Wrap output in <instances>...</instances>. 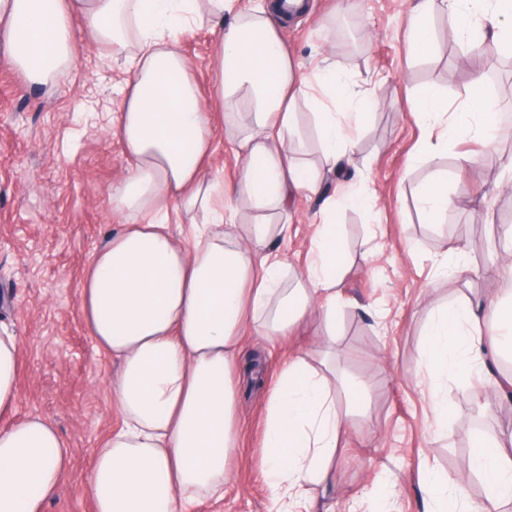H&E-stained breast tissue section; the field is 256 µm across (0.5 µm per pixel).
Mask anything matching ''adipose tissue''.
<instances>
[{
	"mask_svg": "<svg viewBox=\"0 0 512 512\" xmlns=\"http://www.w3.org/2000/svg\"><path fill=\"white\" fill-rule=\"evenodd\" d=\"M460 38L479 37L512 48V0H443ZM223 17L227 0H0L10 57L29 82L52 91L57 74L74 61L73 14L85 20L89 40L108 46L135 35L133 78L110 131L131 161L112 187V209L126 224L91 254L80 282V310L98 349L117 361L110 400L121 426L97 448L87 477L95 512H192L203 498L220 499L231 478L228 460L238 446L235 421L237 361L248 330L266 339L287 335L304 318L336 335V287L343 264L341 202L323 191L324 173L349 164L354 133L366 116L335 59L310 78L300 76L267 9L237 12L220 28L215 70L219 99L203 104L177 48L180 30L201 8ZM312 104L321 163L303 162L293 136L298 103ZM244 107L247 123L228 139L242 161L223 187L203 172L214 143L212 109ZM412 110L441 125L424 148L434 157L468 137L493 146L499 123L482 78L472 82L463 121L444 124L437 90L418 88ZM319 199L311 261L291 282L274 239L288 238L295 195ZM237 203L224 205V195ZM255 219L241 222L239 204ZM190 221L170 222L171 206ZM436 306L425 332L423 365L436 377L481 371L497 354L500 326L512 327V302ZM17 336L0 332V414L13 412L20 372ZM300 354L284 357L268 396L264 422L270 512H309L305 484L333 483L340 437L351 428L339 393ZM467 473L430 475L425 492L437 512H457L471 476L484 481L483 498L469 512H498L512 501V466H504L499 439L474 435ZM67 442L55 426L29 416L0 428V512H45L65 485Z\"/></svg>",
	"mask_w": 512,
	"mask_h": 512,
	"instance_id": "ef3b65f1",
	"label": "adipose tissue"
}]
</instances>
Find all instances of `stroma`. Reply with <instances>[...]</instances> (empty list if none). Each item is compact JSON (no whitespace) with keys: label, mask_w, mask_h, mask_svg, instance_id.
<instances>
[{"label":"stroma","mask_w":512,"mask_h":512,"mask_svg":"<svg viewBox=\"0 0 512 512\" xmlns=\"http://www.w3.org/2000/svg\"><path fill=\"white\" fill-rule=\"evenodd\" d=\"M306 13L280 23L284 44L311 74L332 50L342 71L367 100L369 116L359 130L353 164L327 177L328 194L367 189L371 210L342 208L346 265L337 288L341 320L334 341L320 338L318 320L300 322L276 346L248 337L238 373L240 446L229 461L233 476L222 501L202 500L194 512H269L263 472L266 379L284 353L294 351L326 375L358 383L363 402L336 455L332 491L310 488L316 500L338 512H367L361 493L377 488L383 512H427L422 490L427 470L457 473L469 464L473 434L512 430L507 392L483 379L449 377L439 382L421 369L424 331L432 305L475 303L501 297L512 284L499 275L497 246L503 225H512V187L502 158L512 154V124L502 123L495 149L465 139L449 145L433 164L420 160L427 131L410 110L417 87L435 88L456 121L475 76L486 75L481 58L466 55L464 40L435 12L430 36L435 50L413 53L405 21L412 0H307ZM75 63L60 73L52 92L27 84L0 34V329L20 340L24 371L15 418L41 416L71 448L67 485L46 512H95L85 489L92 456L121 418L109 402L108 382L117 364L96 349L80 316L78 283L90 253L120 230L113 211V184L127 175L119 138L106 123L123 106L132 79L128 60L135 40L100 48L87 44L82 18L72 21ZM178 46L206 101L217 97L218 42L208 18L183 28ZM216 151L207 176L232 186L242 161L212 121ZM478 155L476 171L458 157ZM437 180L461 205L449 209L447 227L421 217L416 190ZM314 200L294 203V233L275 249L291 270L303 269L314 241ZM374 249L364 254L365 239ZM461 276L437 280L434 257ZM444 389L452 410L448 436L431 393Z\"/></svg>","instance_id":"stroma-1"}]
</instances>
